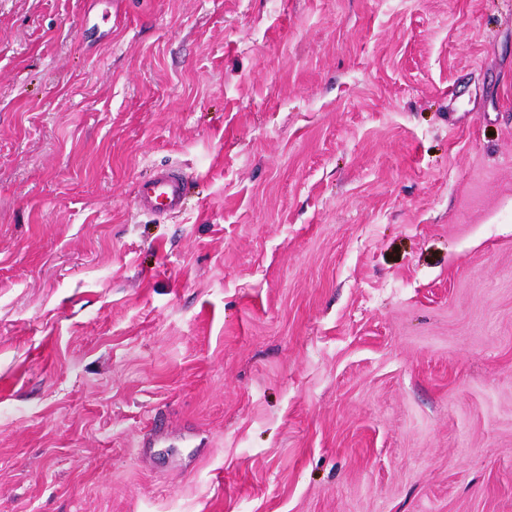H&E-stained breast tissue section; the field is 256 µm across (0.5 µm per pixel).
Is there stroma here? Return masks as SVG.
Listing matches in <instances>:
<instances>
[{
  "instance_id": "stroma-1",
  "label": "stroma",
  "mask_w": 512,
  "mask_h": 512,
  "mask_svg": "<svg viewBox=\"0 0 512 512\" xmlns=\"http://www.w3.org/2000/svg\"><path fill=\"white\" fill-rule=\"evenodd\" d=\"M0 512H512V0H0ZM187 186V176L182 171L159 167L152 179L138 186L135 206L144 213H176L183 207Z\"/></svg>"
}]
</instances>
